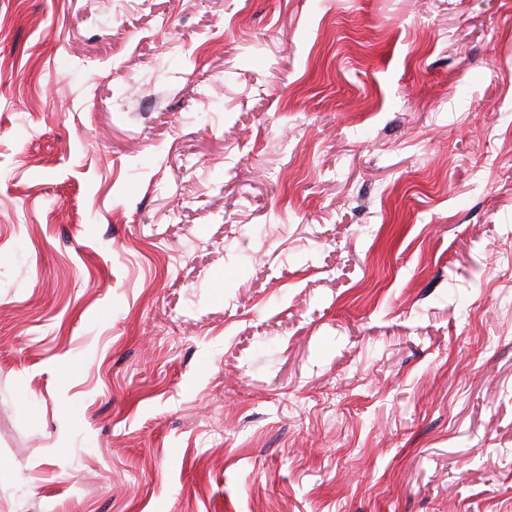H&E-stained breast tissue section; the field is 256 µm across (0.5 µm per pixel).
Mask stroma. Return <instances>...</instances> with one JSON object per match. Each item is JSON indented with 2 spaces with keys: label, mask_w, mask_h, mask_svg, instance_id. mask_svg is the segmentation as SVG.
<instances>
[{
  "label": "stroma",
  "mask_w": 512,
  "mask_h": 512,
  "mask_svg": "<svg viewBox=\"0 0 512 512\" xmlns=\"http://www.w3.org/2000/svg\"><path fill=\"white\" fill-rule=\"evenodd\" d=\"M0 512H512V0H0Z\"/></svg>",
  "instance_id": "1"
}]
</instances>
